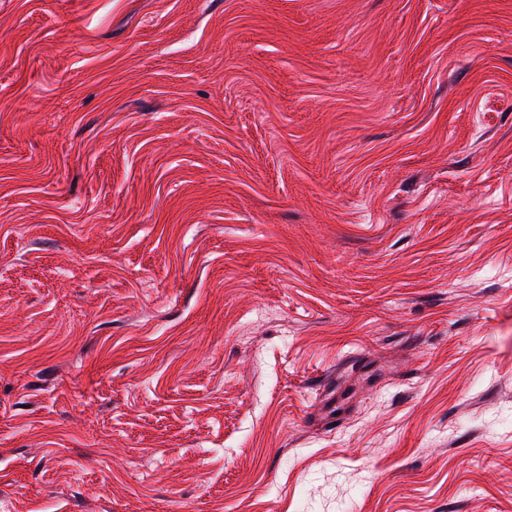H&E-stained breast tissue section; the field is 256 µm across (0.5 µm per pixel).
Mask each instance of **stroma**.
<instances>
[{"label": "stroma", "instance_id": "1", "mask_svg": "<svg viewBox=\"0 0 512 512\" xmlns=\"http://www.w3.org/2000/svg\"><path fill=\"white\" fill-rule=\"evenodd\" d=\"M512 512V0H0V506Z\"/></svg>", "mask_w": 512, "mask_h": 512}]
</instances>
